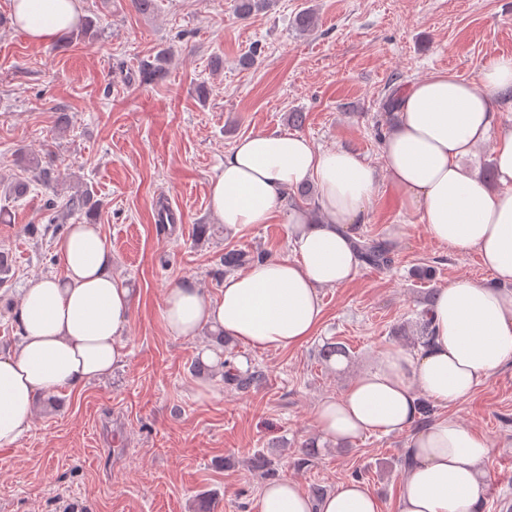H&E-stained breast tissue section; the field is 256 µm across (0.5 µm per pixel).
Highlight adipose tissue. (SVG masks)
<instances>
[{
    "mask_svg": "<svg viewBox=\"0 0 512 512\" xmlns=\"http://www.w3.org/2000/svg\"><path fill=\"white\" fill-rule=\"evenodd\" d=\"M17 29L47 44L82 20V0H12ZM512 89V58L485 62L476 80L442 70L412 82L396 102L382 143V170L342 147L317 149L302 135L257 132L237 141L211 184L210 206L227 228L265 224L290 190L311 183L316 209L288 214L290 257L225 276L217 299L193 279L168 288L162 319L169 334L192 338L223 330L255 350L288 349L314 334L321 289L358 275L357 236L379 180L420 214L431 238L456 253L477 251L493 282L458 278L430 309L434 335L409 353L382 351L339 397L318 406L319 433L344 444L368 433L410 432L398 512H479L491 446L456 419L418 426L420 397L449 407L512 361V131L491 139L492 100ZM494 141L504 189L489 191L461 164ZM64 275L29 284L20 305L21 342L0 356V447L32 428L41 399L109 376L124 358L128 288L112 274L99 225L75 224L56 241ZM254 512H380L373 492L350 481L316 500L290 479L266 483Z\"/></svg>",
    "mask_w": 512,
    "mask_h": 512,
    "instance_id": "ef3b65f1",
    "label": "adipose tissue"
}]
</instances>
